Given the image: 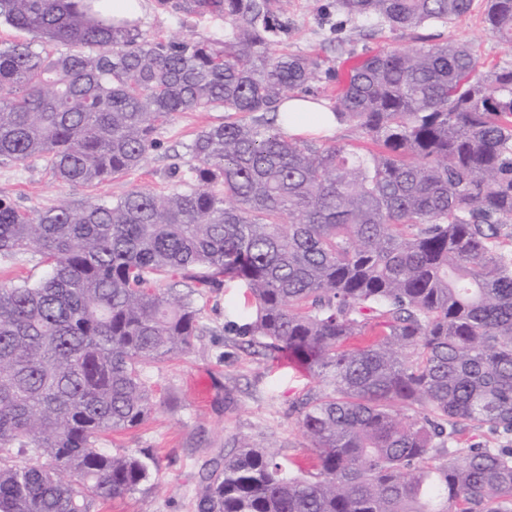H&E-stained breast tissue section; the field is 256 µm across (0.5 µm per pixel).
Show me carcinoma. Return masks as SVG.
I'll use <instances>...</instances> for the list:
<instances>
[{
	"mask_svg": "<svg viewBox=\"0 0 512 512\" xmlns=\"http://www.w3.org/2000/svg\"><path fill=\"white\" fill-rule=\"evenodd\" d=\"M289 0H158L224 33L162 38L112 0H0V163L38 160L97 187L138 168L177 112H222L186 145L167 194L135 188L33 210L0 197V252L38 283L0 284V512H95L154 458L103 437L145 424L150 363L200 330L177 272L230 280L238 326L319 389L298 424L313 471L239 439L202 476L196 512H512V66L479 70L446 40L365 53L329 110L360 144L287 134L280 105L319 89L288 41ZM473 0H336L353 29L448 24ZM487 29L512 49V0ZM478 425L496 443L460 454ZM47 267L41 262V256L36 252H29L15 257L0 255V282L9 279H28L30 282L39 280L44 276Z\"/></svg>",
	"mask_w": 512,
	"mask_h": 512,
	"instance_id": "carcinoma-1",
	"label": "carcinoma"
}]
</instances>
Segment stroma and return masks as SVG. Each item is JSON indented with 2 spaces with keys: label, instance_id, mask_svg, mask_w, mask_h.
I'll return each instance as SVG.
<instances>
[{
  "label": "stroma",
  "instance_id": "obj_1",
  "mask_svg": "<svg viewBox=\"0 0 512 512\" xmlns=\"http://www.w3.org/2000/svg\"><path fill=\"white\" fill-rule=\"evenodd\" d=\"M147 4L140 27L150 34L208 37L224 31L221 21L195 17L183 25L178 14L159 9L157 0H147ZM485 7L486 0H474L470 14L445 27L423 26L404 32L377 28L371 35L356 34L341 44L333 32L341 19L333 0H290L288 48L319 54L325 68L340 77L368 51L448 39L470 43L483 69L512 66V50L485 26ZM223 119L220 112L173 115L158 129L159 147L141 167L92 190L59 184L35 161L0 164V196H9L21 208L36 209L92 194L110 199L137 187L169 191L177 184L172 168L183 163L186 144L197 131ZM179 288L193 293L200 331L180 359L145 367L156 401L150 420L104 442L115 454L155 457L159 467L149 481L105 505L101 512H195L204 466L223 459L237 437L274 447L286 464L303 461L311 454L310 442L298 425V403L307 392L317 389V381L299 367L270 359L261 348L248 347L244 337L236 335L233 324L243 323L250 313L236 283L203 288L183 277Z\"/></svg>",
  "mask_w": 512,
  "mask_h": 512
}]
</instances>
